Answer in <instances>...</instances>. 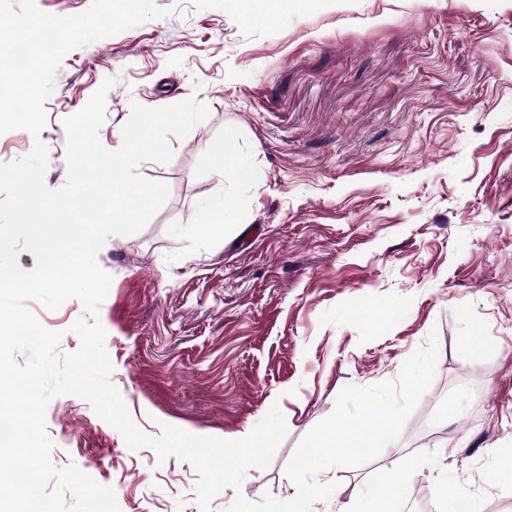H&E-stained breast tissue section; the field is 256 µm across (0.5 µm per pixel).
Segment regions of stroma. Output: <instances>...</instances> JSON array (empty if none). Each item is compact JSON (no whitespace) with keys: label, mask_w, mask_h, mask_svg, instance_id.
Segmentation results:
<instances>
[{"label":"stroma","mask_w":512,"mask_h":512,"mask_svg":"<svg viewBox=\"0 0 512 512\" xmlns=\"http://www.w3.org/2000/svg\"><path fill=\"white\" fill-rule=\"evenodd\" d=\"M155 2L168 17L64 56L40 135L0 134V163L43 143L58 189L64 120L105 79L109 151L132 104L209 109L169 136V164L136 169L169 185L167 203L96 256L112 276L98 309L109 380L135 425L230 439L279 407L287 432L272 462L210 512L239 495L284 501L290 459L342 388L395 379L433 332L435 378L400 437L320 473L336 488L311 512H365L396 464L399 497L420 490L450 512L449 486L483 512H512V0H293L259 23L225 0ZM229 130L228 162L253 167L252 181L216 174L208 146ZM227 197L242 205L223 233H193L199 206ZM26 306L62 332V351L80 348L79 300ZM45 427L54 466L112 487L120 512H200L192 463L130 450L85 399H52Z\"/></svg>","instance_id":"stroma-1"}]
</instances>
